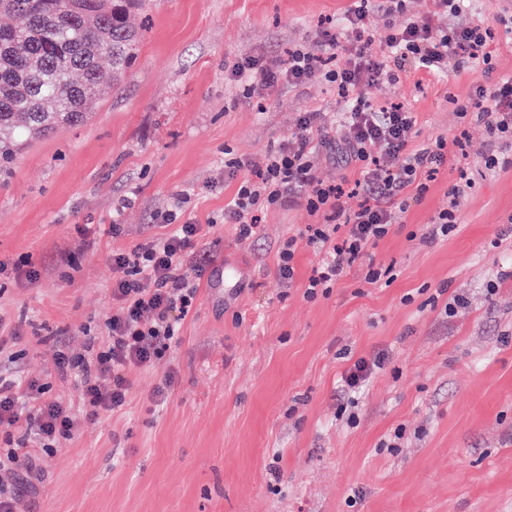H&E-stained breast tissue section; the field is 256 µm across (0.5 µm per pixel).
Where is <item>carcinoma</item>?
Segmentation results:
<instances>
[{
    "instance_id": "carcinoma-1",
    "label": "carcinoma",
    "mask_w": 512,
    "mask_h": 512,
    "mask_svg": "<svg viewBox=\"0 0 512 512\" xmlns=\"http://www.w3.org/2000/svg\"><path fill=\"white\" fill-rule=\"evenodd\" d=\"M143 0H0V161L83 123L134 62Z\"/></svg>"
}]
</instances>
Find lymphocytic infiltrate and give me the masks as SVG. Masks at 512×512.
Here are the masks:
<instances>
[{
	"mask_svg": "<svg viewBox=\"0 0 512 512\" xmlns=\"http://www.w3.org/2000/svg\"><path fill=\"white\" fill-rule=\"evenodd\" d=\"M369 2L358 0L348 10L334 41L350 52L344 67L327 68L321 49L303 45L290 51L284 64L260 66L248 61L230 68L231 75L246 82L256 98L281 80L298 85L321 77L336 85L343 100L336 114L345 129L342 139L328 135L320 113H303L290 140L270 149L255 178L243 180L224 206L225 223L236 225L244 239L254 236L258 212L273 205L301 201L311 213L320 215V223L306 225L299 235L288 237L278 252V274L289 287L296 278L294 259L299 246L323 254L322 263L305 285L304 295L309 299L328 294L356 265L362 267L366 283L389 276V269L376 265L373 250L405 212V189L413 186L425 191L451 150L443 138L410 149L414 113L400 104H372L363 96V88L398 82L409 60L435 76L491 61L488 30L448 23L449 15L462 12L465 0H432L433 8L426 16L382 37L387 57H374L367 52L377 37L370 25ZM473 106L477 122L489 133L511 130L512 76L491 89L478 90ZM317 149L341 156L346 164H357L356 185L363 194L357 209H345L342 185L316 178L310 157ZM153 223L170 227V234L146 237L131 252L112 257V298L118 306L106 324L103 345L89 356L63 348L52 355L59 377L78 392L90 421L100 412L122 409L132 369L150 366L170 349L211 262L206 256L193 266L185 264L184 254L201 237V225L179 222L173 210L155 213ZM388 362V353L381 349L351 363L342 375L338 415L356 421L360 392ZM44 394L36 382L0 377V426L21 428L33 434L40 447L53 448L70 437L74 417L67 406L45 399Z\"/></svg>",
	"mask_w": 512,
	"mask_h": 512,
	"instance_id": "1",
	"label": "lymphocytic infiltrate"
}]
</instances>
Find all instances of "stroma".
<instances>
[{"label":"stroma","instance_id":"1","mask_svg":"<svg viewBox=\"0 0 512 512\" xmlns=\"http://www.w3.org/2000/svg\"><path fill=\"white\" fill-rule=\"evenodd\" d=\"M354 0H146L135 62L82 125L0 162V260L36 278L0 280V367L47 387L77 418L52 453L27 442L0 471L26 483L17 512H512V134H488L468 105L477 87L512 75L503 0H473L459 20L491 30L490 67L436 78L408 69L365 96L416 114L411 145L460 137L424 196L374 249L393 279L371 285L352 267L329 295L304 285L320 261L299 247L285 287L278 249L317 223L305 204L259 215L243 240L224 205L305 112L338 111L336 87L280 82L248 98L226 69L287 61L327 42ZM456 228L420 233L448 207ZM182 208L202 225L198 250L236 279L199 286L175 346L134 369L122 410L84 419L56 373L53 344L89 354L112 314V256L162 236L154 212ZM119 233H112V225ZM463 294L445 314L439 289ZM383 349L358 421L336 418L350 358ZM173 375L165 400L154 391ZM399 450L383 440L397 427ZM464 180V175L460 176V181L454 184L448 191V210L441 212L434 224H428L425 233L426 238L433 240L440 236H448V231L453 227L454 211L459 204V200L466 195L472 188V184Z\"/></svg>","mask_w":512,"mask_h":512}]
</instances>
